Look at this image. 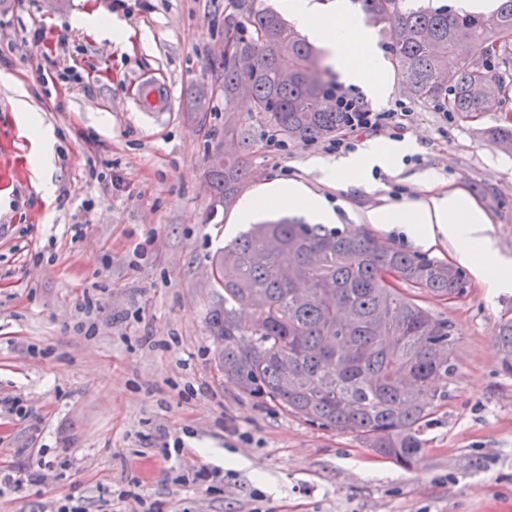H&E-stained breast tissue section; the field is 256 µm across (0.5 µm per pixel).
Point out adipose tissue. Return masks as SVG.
Segmentation results:
<instances>
[{"label": "adipose tissue", "instance_id": "ef3b65f1", "mask_svg": "<svg viewBox=\"0 0 512 512\" xmlns=\"http://www.w3.org/2000/svg\"><path fill=\"white\" fill-rule=\"evenodd\" d=\"M288 11L295 27L317 42L337 65L345 83L383 97L389 84L387 65L371 37L359 26L356 17L343 5H330L326 0H288ZM21 122L37 145L33 160L41 172L52 166L53 137L43 128L25 90H18L14 102ZM393 143L374 142L362 152L343 159L340 165H322L324 180H335L338 172L362 175L372 168H387L394 160ZM301 205L318 223L332 220L322 201L308 193L304 186L282 182L243 200L238 221H251L270 207ZM373 224H402L409 235L419 241L441 236L455 243L461 261L479 258L480 272L490 288H512V260L502 258L483 234L486 218L481 209L465 193L451 190L434 194L415 203L393 209H378L369 215Z\"/></svg>", "mask_w": 512, "mask_h": 512}]
</instances>
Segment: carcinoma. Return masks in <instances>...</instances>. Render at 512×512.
I'll return each instance as SVG.
<instances>
[{"mask_svg":"<svg viewBox=\"0 0 512 512\" xmlns=\"http://www.w3.org/2000/svg\"><path fill=\"white\" fill-rule=\"evenodd\" d=\"M389 36L410 95L462 118L497 112L502 90L494 52L512 64V0L488 14H448L405 0H355ZM224 37L251 58L240 68L213 58L224 86V143L207 172L210 212L227 210L246 187L248 157L262 142L325 140L346 126L318 51L277 11L239 0ZM249 99L241 112L237 102ZM512 155V117L488 131ZM224 306L209 328L224 383L273 402L305 423L351 433L397 466L421 463L423 433L448 402L458 369L452 321L424 305L466 286L455 264L381 241L370 231H328L288 218L253 224L211 259ZM499 370L512 377V317L500 319ZM443 381V386L433 381Z\"/></svg>","mask_w":512,"mask_h":512,"instance_id":"obj_1","label":"carcinoma"}]
</instances>
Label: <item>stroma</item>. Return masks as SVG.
I'll return each instance as SVG.
<instances>
[{
  "mask_svg": "<svg viewBox=\"0 0 512 512\" xmlns=\"http://www.w3.org/2000/svg\"><path fill=\"white\" fill-rule=\"evenodd\" d=\"M235 10L234 0H0V398L23 406L0 414V463L25 472L38 458L51 463L45 483L1 495L0 512H55L69 496L107 512V490L133 492L125 512H139L141 496L164 512H512V378L494 344L512 288L490 294L476 262L463 265L460 297L429 303L454 324L459 370L415 470L225 385L208 329L224 292L207 269L240 226L237 208L209 211L224 96L198 112L189 91L211 87L207 61ZM94 13L122 23L128 41L84 25ZM40 64L81 79L42 83ZM144 77L170 87V111L142 110ZM391 78L386 99L369 106L407 111L416 151L343 184L321 178L320 165L340 159L323 142L266 146L248 160L245 194L292 180L331 209L334 228L369 227L455 263L453 242L422 247L402 225L368 215L460 189L483 211L485 236L512 258V155L486 136L503 113L445 115L414 99L399 72ZM18 86L55 137L49 198L18 126ZM75 224L86 227L78 240ZM87 291L100 306L91 320ZM177 436L182 454L165 459L160 446ZM202 466L220 469L219 491L180 483Z\"/></svg>",
  "mask_w": 512,
  "mask_h": 512,
  "instance_id": "obj_1",
  "label": "stroma"
}]
</instances>
